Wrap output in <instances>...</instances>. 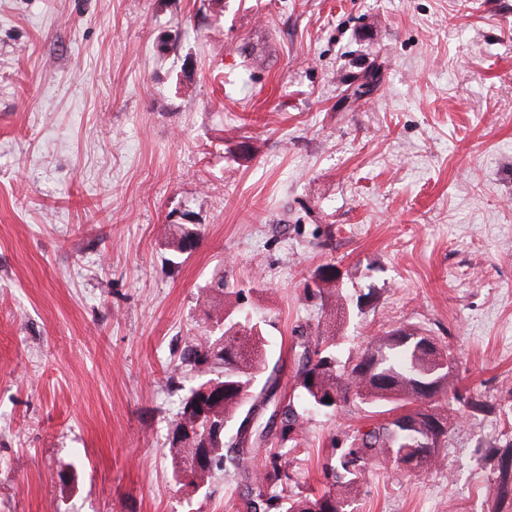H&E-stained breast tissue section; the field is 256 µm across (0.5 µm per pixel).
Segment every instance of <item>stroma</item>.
I'll return each mask as SVG.
<instances>
[{"label": "stroma", "instance_id": "stroma-1", "mask_svg": "<svg viewBox=\"0 0 512 512\" xmlns=\"http://www.w3.org/2000/svg\"><path fill=\"white\" fill-rule=\"evenodd\" d=\"M194 224L190 255L168 243ZM355 298L346 360L416 327L456 357L441 465L355 512H490L512 445V0H0V512H226L178 484L170 379L214 273L275 321ZM382 415L307 414L300 491Z\"/></svg>", "mask_w": 512, "mask_h": 512}]
</instances>
